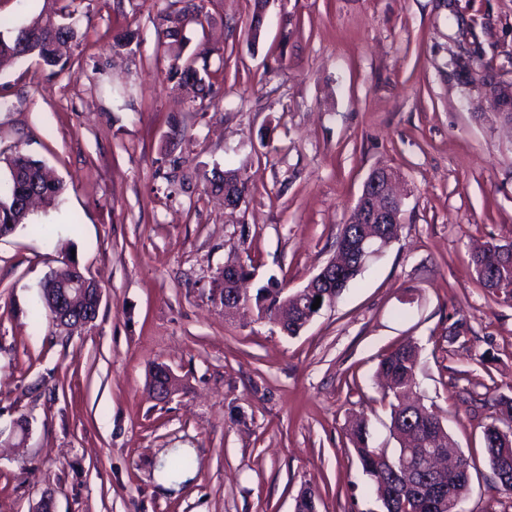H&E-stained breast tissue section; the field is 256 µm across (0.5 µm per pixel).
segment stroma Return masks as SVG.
<instances>
[{
  "label": "stroma",
  "mask_w": 512,
  "mask_h": 512,
  "mask_svg": "<svg viewBox=\"0 0 512 512\" xmlns=\"http://www.w3.org/2000/svg\"><path fill=\"white\" fill-rule=\"evenodd\" d=\"M82 36L50 74L0 66L5 157L66 191L0 239V512H382L349 441L400 442L376 376L406 340L417 390L474 461L463 512H512L485 462V394L512 387V302L467 266L512 240V131L453 59L512 83V0H206L186 54L222 68L199 105L168 81L153 24L170 0H58ZM132 29L140 47L112 52ZM406 191L399 237L298 335L255 307L225 316L212 281L303 288L335 255L370 172ZM239 170L237 211L207 168ZM74 258L100 281L96 321L36 319L43 279ZM177 379L167 400L155 364ZM25 421L27 436L14 430ZM173 376L168 367L160 365L151 376V387L155 396L160 400L167 399L172 391Z\"/></svg>",
  "instance_id": "obj_1"
}]
</instances>
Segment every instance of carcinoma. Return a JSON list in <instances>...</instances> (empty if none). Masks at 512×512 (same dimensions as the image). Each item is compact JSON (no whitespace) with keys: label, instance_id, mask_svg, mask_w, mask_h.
Masks as SVG:
<instances>
[{"label":"carcinoma","instance_id":"1","mask_svg":"<svg viewBox=\"0 0 512 512\" xmlns=\"http://www.w3.org/2000/svg\"><path fill=\"white\" fill-rule=\"evenodd\" d=\"M207 19L204 0H172L168 8L154 18L161 44L169 53L167 78L176 86L191 95V98L205 97L213 92L217 71L210 70L208 57L210 50L201 49L198 53L183 58V50L189 42L186 28L203 25ZM137 34L127 31L114 38L112 51L115 54L132 53V45ZM80 40L78 30L65 23V18L54 14H40L30 22L16 28L12 35L0 33V59H23L32 55L55 75L64 70L65 63L60 55L61 48L68 43ZM8 180L0 182V225H22L29 211L15 207V201L35 195L44 204L55 205L65 192L64 183L53 176L51 171L28 155L16 151L5 158ZM235 179V195L242 202L248 192L246 183L238 176V171H212L209 183L214 188L224 184V175ZM468 267L476 280L485 288L499 290L512 287V263H503L491 256L470 255ZM254 303L260 316L268 319L280 317L286 327L289 324L288 295L269 283L259 288ZM419 349L410 342L393 347L379 361V373L389 385L391 427L409 441L400 447L396 455L369 447L368 430L364 420L357 419L350 429L351 442L361 466L362 473L369 481V490L382 503L384 512H454V502L463 501L471 490V472L468 458H463L459 470L453 477L446 474L434 476L435 485L443 489L447 507L440 511L433 509L427 499L417 495L397 476L402 471L403 453L410 448V454L421 452L419 440L430 429L441 422L440 416L425 405L407 406L402 402V394L416 383ZM491 414L489 422L483 426V443L489 468L501 490L512 494V483L507 485L499 479L503 459H509L512 471V395L499 393L487 400Z\"/></svg>","mask_w":512,"mask_h":512}]
</instances>
